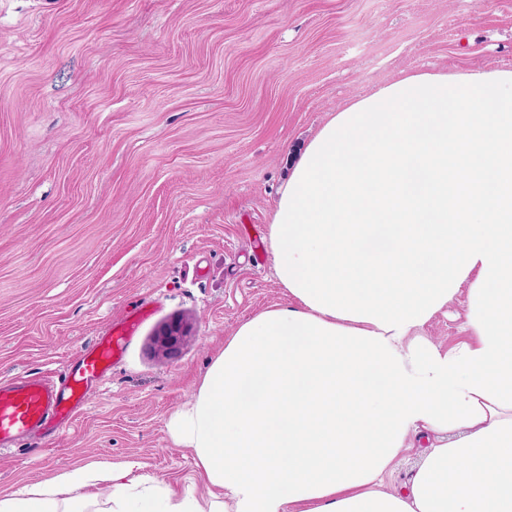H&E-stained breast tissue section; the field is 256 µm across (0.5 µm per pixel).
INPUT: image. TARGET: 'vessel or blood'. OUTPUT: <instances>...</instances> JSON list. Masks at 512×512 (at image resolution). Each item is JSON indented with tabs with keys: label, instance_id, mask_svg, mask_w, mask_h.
<instances>
[{
	"label": "vessel or blood",
	"instance_id": "vessel-or-blood-1",
	"mask_svg": "<svg viewBox=\"0 0 512 512\" xmlns=\"http://www.w3.org/2000/svg\"><path fill=\"white\" fill-rule=\"evenodd\" d=\"M144 313V305L131 306L124 319L78 355L61 383H51L40 373L1 379L0 444L69 430L88 400L90 384L111 371Z\"/></svg>",
	"mask_w": 512,
	"mask_h": 512
}]
</instances>
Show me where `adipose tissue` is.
Wrapping results in <instances>:
<instances>
[{
    "mask_svg": "<svg viewBox=\"0 0 512 512\" xmlns=\"http://www.w3.org/2000/svg\"><path fill=\"white\" fill-rule=\"evenodd\" d=\"M265 244L294 300L241 324L169 428L209 499L130 460L0 512H512V70L411 71L335 112ZM467 290L469 340L423 327ZM433 440L407 490L384 484Z\"/></svg>",
    "mask_w": 512,
    "mask_h": 512,
    "instance_id": "adipose-tissue-1",
    "label": "adipose tissue"
}]
</instances>
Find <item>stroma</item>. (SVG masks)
Wrapping results in <instances>:
<instances>
[{"label":"stroma","mask_w":512,"mask_h":512,"mask_svg":"<svg viewBox=\"0 0 512 512\" xmlns=\"http://www.w3.org/2000/svg\"><path fill=\"white\" fill-rule=\"evenodd\" d=\"M511 67L512 0H0V378L64 377L149 311L67 433L0 449V496L130 459L205 494L168 422L243 322L293 303L263 239L294 158L400 72ZM466 312L423 332L454 349ZM188 333L189 327L181 320L175 319L164 324L155 334V342L159 352L164 356L176 354Z\"/></svg>","instance_id":"35a3bbf8"}]
</instances>
